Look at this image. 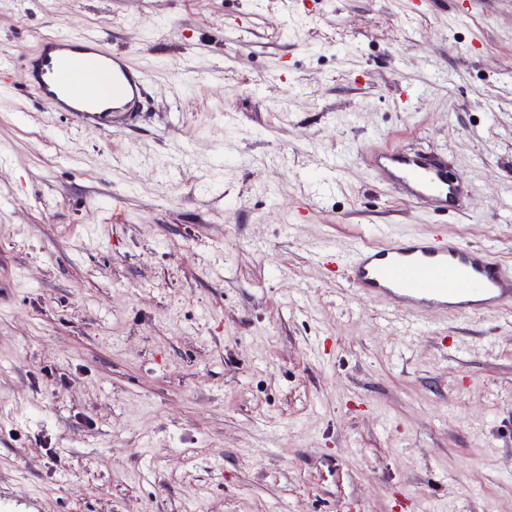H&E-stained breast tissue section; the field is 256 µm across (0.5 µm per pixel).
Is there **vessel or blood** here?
<instances>
[{"instance_id": "obj_1", "label": "vessel or blood", "mask_w": 512, "mask_h": 512, "mask_svg": "<svg viewBox=\"0 0 512 512\" xmlns=\"http://www.w3.org/2000/svg\"><path fill=\"white\" fill-rule=\"evenodd\" d=\"M27 84L50 101L55 111L76 123H99L96 100L73 99L71 90L86 77L104 84L102 100L135 107L146 75L126 56L106 50L100 38L83 35L43 37L25 60ZM371 166L387 185L399 186L413 204L444 211L466 192L465 181L450 175L443 160L403 148L375 154ZM319 259H333L340 278L390 314L410 323L431 312L487 315L512 309V267L496 261L483 247L464 245L436 233L412 237L386 235L376 245L354 244L318 249Z\"/></svg>"}]
</instances>
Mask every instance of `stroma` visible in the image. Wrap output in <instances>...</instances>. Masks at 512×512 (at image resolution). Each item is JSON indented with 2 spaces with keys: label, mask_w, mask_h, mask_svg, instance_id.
<instances>
[{
  "label": "stroma",
  "mask_w": 512,
  "mask_h": 512,
  "mask_svg": "<svg viewBox=\"0 0 512 512\" xmlns=\"http://www.w3.org/2000/svg\"><path fill=\"white\" fill-rule=\"evenodd\" d=\"M147 75L110 124L45 35ZM445 159L443 214L368 155ZM512 264V0H0V493L42 512H512V312L403 333L313 256ZM24 65L28 86L50 101L56 112H63L82 125L100 122L103 113L94 106L102 101L112 99L134 108L140 102L147 79L126 56L106 50L100 38L89 35L43 37L36 53L25 58ZM86 77L100 79L104 92L92 99H73L71 90ZM79 87L88 95L95 90L85 83Z\"/></svg>",
  "instance_id": "35a3bbf8"
}]
</instances>
